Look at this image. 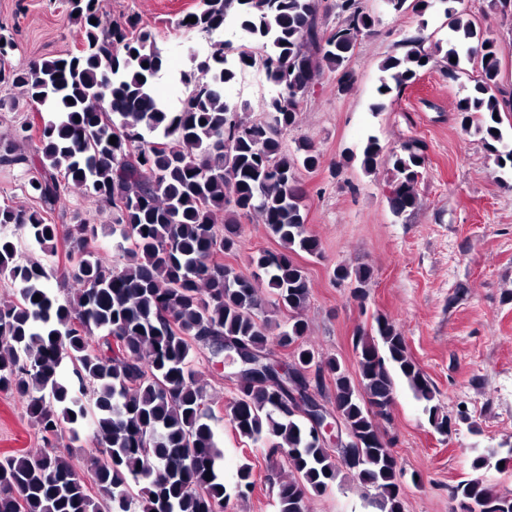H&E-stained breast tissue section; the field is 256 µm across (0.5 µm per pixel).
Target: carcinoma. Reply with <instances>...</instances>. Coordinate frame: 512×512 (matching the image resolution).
<instances>
[{
  "label": "carcinoma",
  "instance_id": "1",
  "mask_svg": "<svg viewBox=\"0 0 512 512\" xmlns=\"http://www.w3.org/2000/svg\"><path fill=\"white\" fill-rule=\"evenodd\" d=\"M67 4L84 50L26 66L0 63V84L21 89L39 109L0 146V167L31 174L23 191L33 202L0 203V274L16 285L13 298L0 301V392L25 398L45 446L0 458V512H224L227 494L216 467L221 451L209 424L201 354L239 341L257 355L291 346L297 364L286 387L248 380L226 406L241 438L264 442L288 465L290 477L276 491L277 512H307V493H324L340 464L374 490L379 512H404L403 473L371 421L370 406L384 405L394 393L391 369L425 402L435 429L450 421L433 404L435 388L388 319L376 318L372 333L354 332L355 379L337 359L318 357L305 345L310 288L293 253L317 255L320 247L306 231L296 172L318 168L321 155L308 142L290 151L281 140L298 123L301 93L324 70L337 73V92L352 89L348 62L378 17L364 13L360 0H339L341 23L328 31L320 0H201L187 14L196 22L182 18L177 27L209 39L210 57L179 73L186 96L169 107L154 93L167 61L141 19L112 21L100 14L98 0ZM388 9L439 13L451 38L434 41L431 53L419 33L397 41L382 64L388 78L374 109H385L434 52L443 54L452 81L464 73L463 61H473V90L457 106L462 129L482 134L497 167L512 172V141L495 133L494 114L512 111V100L499 97L504 47L493 32L466 17L462 0H389ZM256 66L277 88L262 103L267 124L249 117L248 103L224 97L225 86ZM32 144L33 156L24 150ZM347 160L366 173L387 162L391 211L399 217L416 206L415 184L426 162L421 143L409 140L385 154L369 136ZM74 188L112 210V233L127 256L123 267L106 265L90 250L94 225L80 208L66 210ZM65 218L71 227L63 276L77 288L61 302L49 285L54 268L22 259L21 243L57 255L56 220ZM242 218L265 225L281 242V251H263L253 263L267 273L273 311L288 312L283 325L249 278L218 261L237 249ZM334 276L363 299L373 271L339 265ZM313 366L332 383L334 413L361 440L352 463L323 447L294 404L311 384ZM87 421L95 452L84 477L55 441L65 424L79 439L78 427ZM493 462L512 463V442L486 449L472 467ZM236 488L240 496L253 492L251 467L238 470ZM453 496L480 512H512V498L478 478L459 482Z\"/></svg>",
  "mask_w": 512,
  "mask_h": 512
}]
</instances>
